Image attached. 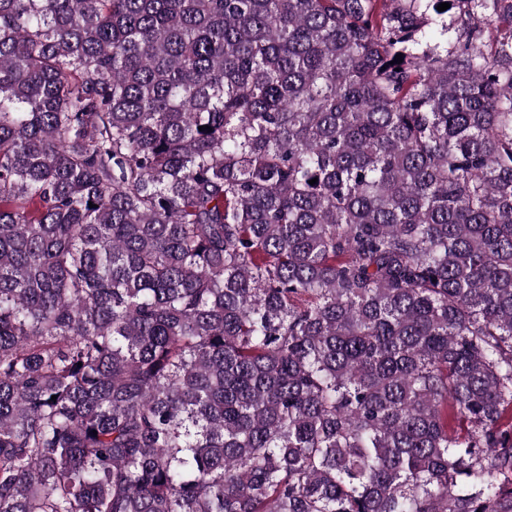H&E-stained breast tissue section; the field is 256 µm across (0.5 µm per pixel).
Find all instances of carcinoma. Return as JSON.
<instances>
[{"instance_id":"cac0c4a2","label":"carcinoma","mask_w":512,"mask_h":512,"mask_svg":"<svg viewBox=\"0 0 512 512\" xmlns=\"http://www.w3.org/2000/svg\"><path fill=\"white\" fill-rule=\"evenodd\" d=\"M0 512H512V0H0Z\"/></svg>"}]
</instances>
